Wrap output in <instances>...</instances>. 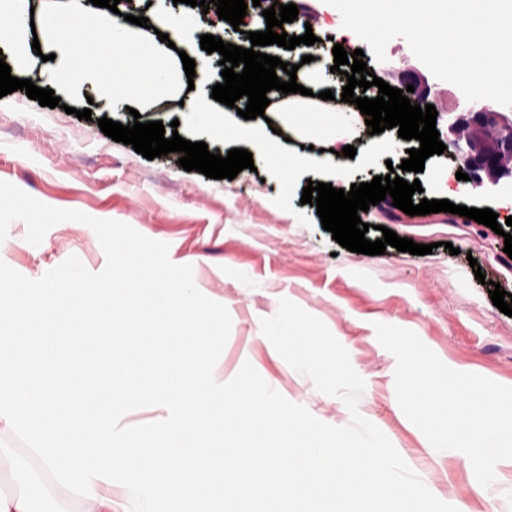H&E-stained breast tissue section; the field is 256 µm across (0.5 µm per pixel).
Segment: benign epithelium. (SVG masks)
<instances>
[{"mask_svg": "<svg viewBox=\"0 0 512 512\" xmlns=\"http://www.w3.org/2000/svg\"><path fill=\"white\" fill-rule=\"evenodd\" d=\"M404 84L414 86L413 98L436 107L439 93L420 75L410 72ZM443 143L447 152L492 195L512 198V106L496 102L476 105L461 99L448 108V127Z\"/></svg>", "mask_w": 512, "mask_h": 512, "instance_id": "benign-epithelium-1", "label": "benign epithelium"}]
</instances>
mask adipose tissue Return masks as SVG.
<instances>
[{
  "label": "adipose tissue",
  "instance_id": "obj_1",
  "mask_svg": "<svg viewBox=\"0 0 512 512\" xmlns=\"http://www.w3.org/2000/svg\"><path fill=\"white\" fill-rule=\"evenodd\" d=\"M74 22V17L67 14H52L44 21L51 33L50 44L58 61V68L51 75L53 81L67 88L75 82L94 78L99 70L111 69L112 81L106 86V94L115 103L137 96L150 98L172 84L173 74L159 46L142 40L137 31L120 17L105 13L96 18L95 25L106 40L105 47L96 50L87 49L73 39ZM302 102V97H288L289 110L283 115V124L297 138L318 139L329 144L330 149L291 156L289 168L319 170L336 187L345 189L349 186V177L355 166L372 164L379 152L389 150V142L371 139L366 141L362 152L354 158L336 156V148L352 144L363 131L358 116L352 113V104L322 102L317 111L303 112L299 109ZM186 111L193 124L202 131L233 130L236 138L250 148L253 160L267 158L271 147L261 135L260 124L241 123L226 112L213 115L211 99L204 93L191 98Z\"/></svg>",
  "mask_w": 512,
  "mask_h": 512
}]
</instances>
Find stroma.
<instances>
[{
	"label": "stroma",
	"instance_id": "obj_1",
	"mask_svg": "<svg viewBox=\"0 0 512 512\" xmlns=\"http://www.w3.org/2000/svg\"><path fill=\"white\" fill-rule=\"evenodd\" d=\"M293 2L301 18L294 29L299 36L309 30L323 37L341 17L326 0ZM32 42L28 30L2 34L0 57L12 76L49 87L55 63L42 61ZM385 54L384 64L369 63L368 70L390 86H399L402 73L424 68L404 38H393ZM54 94L62 101L54 109L20 90L0 97V181L49 206L129 224L167 243L173 263L192 265L198 289L226 306L232 319L214 369L217 381L230 380L248 362L272 388L320 421L334 427L350 423L342 400L319 392L261 332L262 319L275 315L280 298H288L321 319L347 349L366 383L360 413L436 497L461 502L469 512H512V465L498 464L496 479L486 488L456 451L439 457L427 450L426 437L397 402L396 359L374 329L383 323L412 330L448 367L512 386V317L500 312L488 293L492 281L512 293V258L503 251L501 235L448 212L410 216L373 205L369 212L376 227L367 239L381 238L386 227L432 245L433 251L420 256L389 246L381 255L357 254L323 229L316 207L301 204L303 188L321 177L289 170V155L301 150L298 141H278L274 156L229 180L185 171L175 152L143 158L101 132L97 121L103 117L126 126L138 118L174 121L182 138L197 141L194 128L183 121L187 80L158 98L137 101L130 111L112 108L95 80L55 88ZM87 107L90 120L78 119L77 111ZM25 234L22 221L11 223L0 243V261L27 278H40L72 255L93 272L106 265L85 224L59 223L37 246Z\"/></svg>",
	"mask_w": 512,
	"mask_h": 512
}]
</instances>
